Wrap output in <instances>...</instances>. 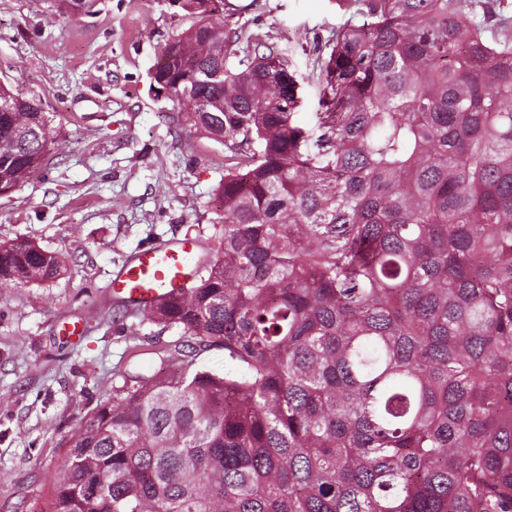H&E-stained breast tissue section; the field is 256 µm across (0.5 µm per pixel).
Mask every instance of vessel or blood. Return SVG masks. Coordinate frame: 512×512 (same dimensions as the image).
<instances>
[{
	"label": "vessel or blood",
	"mask_w": 512,
	"mask_h": 512,
	"mask_svg": "<svg viewBox=\"0 0 512 512\" xmlns=\"http://www.w3.org/2000/svg\"><path fill=\"white\" fill-rule=\"evenodd\" d=\"M197 246L174 239L140 249L112 278V288L128 303L149 307L192 280Z\"/></svg>",
	"instance_id": "vessel-or-blood-1"
}]
</instances>
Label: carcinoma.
Listing matches in <instances>:
<instances>
[{
    "mask_svg": "<svg viewBox=\"0 0 512 512\" xmlns=\"http://www.w3.org/2000/svg\"><path fill=\"white\" fill-rule=\"evenodd\" d=\"M339 4L305 128L288 53L182 0L151 79L224 143L217 243L145 309L181 329L179 368L113 386L47 512H512V15ZM52 144L40 100L0 82V195ZM62 271L0 244L1 286ZM216 345L234 368H194Z\"/></svg>",
    "mask_w": 512,
    "mask_h": 512,
    "instance_id": "cac0c4a2",
    "label": "carcinoma"
}]
</instances>
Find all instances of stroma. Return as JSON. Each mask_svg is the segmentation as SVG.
Instances as JSON below:
<instances>
[{"label":"stroma","mask_w":512,"mask_h":512,"mask_svg":"<svg viewBox=\"0 0 512 512\" xmlns=\"http://www.w3.org/2000/svg\"><path fill=\"white\" fill-rule=\"evenodd\" d=\"M244 32L285 50L300 84L297 120L319 109L306 50L342 25L336 0H228ZM189 19L167 0H0V82L39 97L56 139L45 170L0 195V243L56 253L64 275L0 287V512H47L62 445L124 372H166L158 349L179 328L142 320L112 272L149 244L215 241L223 143L176 127L149 72ZM79 336L67 338L66 324Z\"/></svg>","instance_id":"35a3bbf8"}]
</instances>
